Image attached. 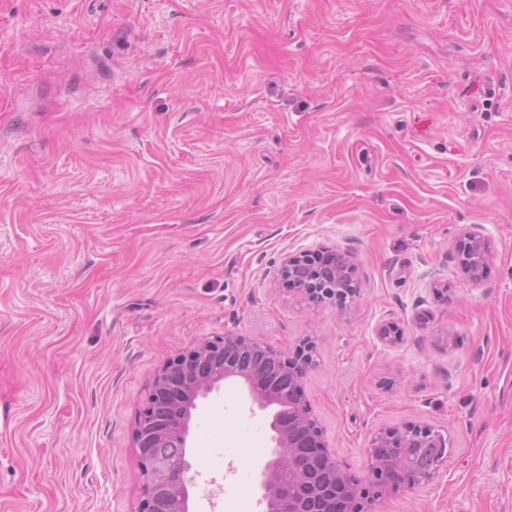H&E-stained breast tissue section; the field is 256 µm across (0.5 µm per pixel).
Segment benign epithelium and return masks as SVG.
<instances>
[{"label":"benign epithelium","mask_w":512,"mask_h":512,"mask_svg":"<svg viewBox=\"0 0 512 512\" xmlns=\"http://www.w3.org/2000/svg\"><path fill=\"white\" fill-rule=\"evenodd\" d=\"M469 249L459 266L473 282L482 278L486 259L482 231L463 228ZM308 251L289 255L280 277L292 291L312 303L333 302L344 310L356 304L357 288H323L322 270L306 263ZM352 256L338 252L329 265L336 279L348 274ZM316 341L308 339L292 351L282 350L250 336L226 333L224 337L195 342L160 367L151 384L145 407L133 433V448L142 467L141 495L137 512H192L186 459L170 461L156 453L168 443L189 445L196 401L226 384L239 386L251 414L265 412L273 432V446L257 457L260 502L264 512H336L342 496L347 512H368L376 489L404 476L408 488L434 484L448 465V435L429 425H406L376 432L364 449L370 465L356 477L330 449L323 430L303 394L302 380L313 364Z\"/></svg>","instance_id":"benign-epithelium-1"}]
</instances>
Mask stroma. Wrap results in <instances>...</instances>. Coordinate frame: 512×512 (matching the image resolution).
Instances as JSON below:
<instances>
[{"label":"stroma","instance_id":"1","mask_svg":"<svg viewBox=\"0 0 512 512\" xmlns=\"http://www.w3.org/2000/svg\"><path fill=\"white\" fill-rule=\"evenodd\" d=\"M304 249L353 255L358 305L284 289ZM230 332L315 338L356 475L380 429L447 431L375 512H512V0H0V512H135L155 371ZM271 437L198 400L194 512H263ZM463 235L469 249L463 258L460 257L458 264L471 281L478 283L482 278L483 260H486L483 233L477 225H473L463 228Z\"/></svg>","mask_w":512,"mask_h":512}]
</instances>
